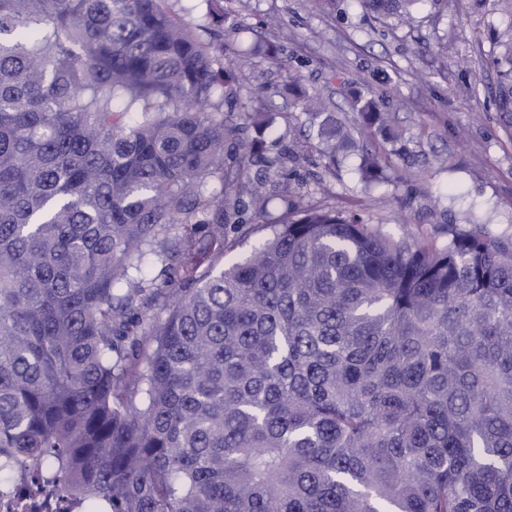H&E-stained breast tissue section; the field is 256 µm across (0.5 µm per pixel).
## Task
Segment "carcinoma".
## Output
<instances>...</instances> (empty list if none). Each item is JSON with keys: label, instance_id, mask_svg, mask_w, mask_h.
<instances>
[{"label": "carcinoma", "instance_id": "cac0c4a2", "mask_svg": "<svg viewBox=\"0 0 512 512\" xmlns=\"http://www.w3.org/2000/svg\"><path fill=\"white\" fill-rule=\"evenodd\" d=\"M358 2L400 28L443 0ZM467 2L512 129V0ZM233 56L171 0H0V497L512 512V238L451 228L440 247L310 207L224 265V228L262 218L244 195L290 158L224 117ZM288 94L336 165L352 133L332 96ZM347 100L409 155L383 100ZM271 112L256 96L248 117ZM358 173L386 166L366 149Z\"/></svg>", "mask_w": 512, "mask_h": 512}]
</instances>
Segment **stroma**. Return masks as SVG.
Masks as SVG:
<instances>
[{
    "instance_id": "1",
    "label": "stroma",
    "mask_w": 512,
    "mask_h": 512,
    "mask_svg": "<svg viewBox=\"0 0 512 512\" xmlns=\"http://www.w3.org/2000/svg\"><path fill=\"white\" fill-rule=\"evenodd\" d=\"M447 2L440 17L424 7L412 31L394 32L350 5L328 15L310 0H234V13L223 24L225 47L272 42L286 63L277 68L260 53L244 58L237 83L224 88L234 113L247 111L255 92L277 108L262 135L271 150L288 148L292 158L282 174L271 177L272 214L310 206L361 210L383 234L399 238L412 230L440 245L447 244L452 225H477L491 235L512 237V132L486 94L463 93L495 78L480 63L477 41L485 26L465 11L464 0ZM440 41L448 52L434 75L430 69ZM291 70L312 93L330 94L336 78L344 77L384 96L413 150L428 153L430 165L406 167L377 136L367 143L382 152L394 182L364 190L353 153L335 174H327L316 140L306 136V115L286 108L283 84Z\"/></svg>"
}]
</instances>
